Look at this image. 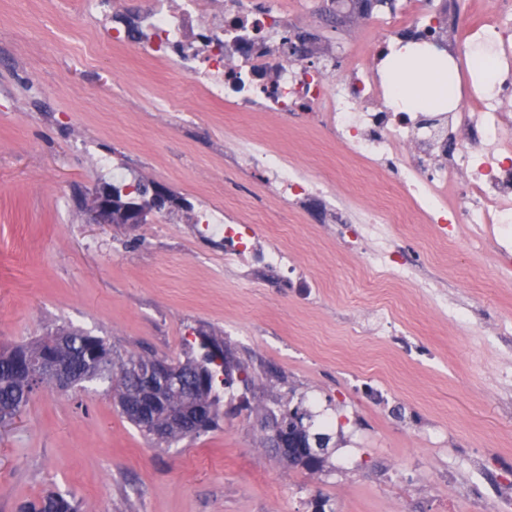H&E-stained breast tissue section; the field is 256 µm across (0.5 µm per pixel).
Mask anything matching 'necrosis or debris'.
<instances>
[{
    "instance_id": "4bbe7bcc",
    "label": "necrosis or debris",
    "mask_w": 512,
    "mask_h": 512,
    "mask_svg": "<svg viewBox=\"0 0 512 512\" xmlns=\"http://www.w3.org/2000/svg\"><path fill=\"white\" fill-rule=\"evenodd\" d=\"M73 4L91 11L110 44L140 50L206 101L224 103L233 112L310 113L321 133L368 169L390 168L394 205L418 213L443 236L459 224L473 225L479 235L494 233L501 240L497 267L512 270V114L506 111L512 98L474 88L446 112H398L378 72L389 49L405 41L440 48L441 32L453 20L448 0H408L402 24H373L372 55L355 59L335 81L328 65L313 63L312 38L304 32L289 35L281 0L265 11L254 9L250 0H143L133 19L114 11L112 0ZM485 27L500 37L495 66L512 70V0H495ZM240 158L283 202L323 201L333 223H342L335 193L304 166L270 154L258 140L241 148ZM392 207L370 208L355 234L391 287L413 277L379 232L391 222ZM196 231L222 242L225 266L241 278L261 265L305 300L316 298L317 285L296 255L266 244L234 210L209 206Z\"/></svg>"
}]
</instances>
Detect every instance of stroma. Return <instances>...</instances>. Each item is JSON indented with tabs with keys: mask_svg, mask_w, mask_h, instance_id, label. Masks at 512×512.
Instances as JSON below:
<instances>
[{
	"mask_svg": "<svg viewBox=\"0 0 512 512\" xmlns=\"http://www.w3.org/2000/svg\"><path fill=\"white\" fill-rule=\"evenodd\" d=\"M337 73L370 54L364 21L317 28ZM100 34L71 0H0V347L51 324L105 339L117 352L183 357L206 334L254 379L234 382L215 430L156 447L118 412L110 384L47 387L0 428V512L53 490L92 512H493L512 492V275L466 227L447 240L404 214L383 234L417 279L433 278L468 324L409 285L395 316L406 335L356 331L375 274L318 208L280 202L237 163L239 142L270 150L329 183L358 219L381 203L387 173L323 139L304 113L228 112L186 92L128 46L86 64ZM108 158L100 167L99 158ZM187 201L144 224H93L87 206L113 171ZM214 203L257 222L319 284L308 302L269 273L239 281L224 251L197 236ZM336 408L320 468L290 467L257 444L273 399Z\"/></svg>",
	"mask_w": 512,
	"mask_h": 512,
	"instance_id": "1",
	"label": "stroma"
}]
</instances>
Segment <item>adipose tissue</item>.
<instances>
[{
	"mask_svg": "<svg viewBox=\"0 0 512 512\" xmlns=\"http://www.w3.org/2000/svg\"><path fill=\"white\" fill-rule=\"evenodd\" d=\"M386 79L397 100L410 107L449 101L455 96L448 87L447 63L411 48L397 54L386 70Z\"/></svg>",
	"mask_w": 512,
	"mask_h": 512,
	"instance_id": "ef3b65f1",
	"label": "adipose tissue"
}]
</instances>
